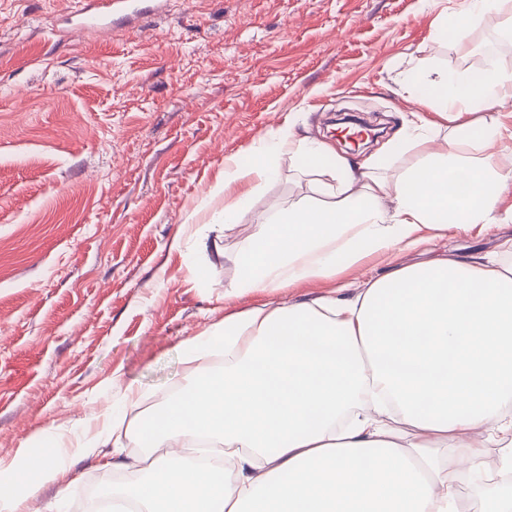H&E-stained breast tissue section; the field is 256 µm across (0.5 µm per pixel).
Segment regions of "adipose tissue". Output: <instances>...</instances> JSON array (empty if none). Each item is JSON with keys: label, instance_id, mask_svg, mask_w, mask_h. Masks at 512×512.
<instances>
[{"label": "adipose tissue", "instance_id": "adipose-tissue-1", "mask_svg": "<svg viewBox=\"0 0 512 512\" xmlns=\"http://www.w3.org/2000/svg\"><path fill=\"white\" fill-rule=\"evenodd\" d=\"M417 103L452 122L400 139L427 146L395 182L334 158L325 144L281 134L245 160L225 164L218 185L245 189L211 210L224 229L239 224L281 157L336 182L327 205L301 198L272 207L264 228L235 257L233 293L274 292L333 282L311 301L261 303L225 315L185 342L188 365L216 349L224 367L170 395L127 424L145 400L129 390L112 407L111 434L77 439L44 432L19 463L1 464L0 512L65 480L69 457L114 466L124 439L143 453L136 481L112 492V512H512V484L495 481L482 457L501 445L512 471V265L492 255H442L392 266L357 288L337 275L372 254L415 251L434 233L496 221L512 168L493 145L496 123L460 122L464 112H499L512 99V70L468 74L417 70ZM472 150H457V139ZM395 202L386 209L385 198ZM485 491L471 507L459 477Z\"/></svg>", "mask_w": 512, "mask_h": 512}]
</instances>
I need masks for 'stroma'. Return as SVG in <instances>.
<instances>
[{
	"label": "stroma",
	"mask_w": 512,
	"mask_h": 512,
	"mask_svg": "<svg viewBox=\"0 0 512 512\" xmlns=\"http://www.w3.org/2000/svg\"><path fill=\"white\" fill-rule=\"evenodd\" d=\"M465 0H139L106 29L72 31L74 0H0V459L41 432L121 404L147 405L186 386L183 343L224 315L262 302L329 294L321 282L225 300L234 258L272 205L332 202L328 176L281 159L242 224L202 253L198 211L227 158L272 129L318 139L344 155L340 112L382 135L356 161L386 154L396 131L438 121L422 109L409 70H512V51L486 57L491 12L463 47L436 35L442 9ZM512 237V190L497 221L448 228L427 255L462 258ZM136 472L76 464L29 512H86L85 492Z\"/></svg>",
	"instance_id": "35a3bbf8"
}]
</instances>
